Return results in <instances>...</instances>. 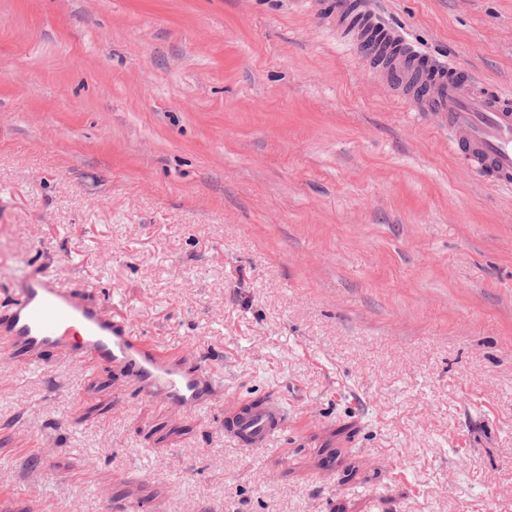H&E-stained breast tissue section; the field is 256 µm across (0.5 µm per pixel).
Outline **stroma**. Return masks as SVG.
I'll use <instances>...</instances> for the list:
<instances>
[{
	"mask_svg": "<svg viewBox=\"0 0 512 512\" xmlns=\"http://www.w3.org/2000/svg\"><path fill=\"white\" fill-rule=\"evenodd\" d=\"M336 2L0 0V309L54 278L215 381L0 346V512H512V187ZM359 3L512 94V0ZM285 426L284 415L276 408H261L242 423V430L254 445H264Z\"/></svg>",
	"mask_w": 512,
	"mask_h": 512,
	"instance_id": "1",
	"label": "stroma"
}]
</instances>
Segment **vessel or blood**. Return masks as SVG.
<instances>
[{
    "mask_svg": "<svg viewBox=\"0 0 512 512\" xmlns=\"http://www.w3.org/2000/svg\"><path fill=\"white\" fill-rule=\"evenodd\" d=\"M345 6L336 9V25L349 26ZM374 16L362 14L352 27L358 42ZM369 58L388 79L397 80L415 111L440 117L456 135L452 151L493 185H512V96L495 86L443 65L425 61L422 52L394 31L369 45ZM0 343L34 359L44 351L75 353L96 363L118 365L149 385L150 392L177 408H196L206 400V367L187 371L163 358L147 337L134 336L106 318L100 307L48 277L32 278L16 289L0 316ZM285 426L284 415L263 408L242 430L264 445Z\"/></svg>",
    "mask_w": 512,
    "mask_h": 512,
    "instance_id": "vessel-or-blood-1",
    "label": "vessel or blood"
}]
</instances>
